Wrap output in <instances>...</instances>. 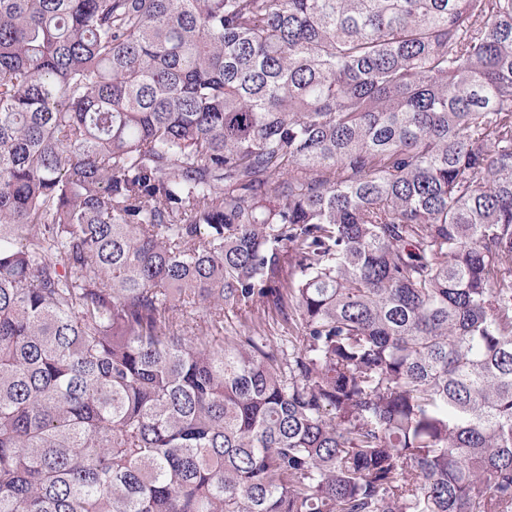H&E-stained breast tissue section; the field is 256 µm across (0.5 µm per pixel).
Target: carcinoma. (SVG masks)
<instances>
[{"label": "carcinoma", "mask_w": 512, "mask_h": 512, "mask_svg": "<svg viewBox=\"0 0 512 512\" xmlns=\"http://www.w3.org/2000/svg\"><path fill=\"white\" fill-rule=\"evenodd\" d=\"M0 512H512V0H0ZM246 326L252 329L256 328L262 334L267 336L270 340L271 346L276 350H287L288 352V333L287 327L282 323L279 317L274 314H267L262 309L257 307L252 310H238V308H231L224 306V335H235V331H243Z\"/></svg>", "instance_id": "obj_1"}]
</instances>
